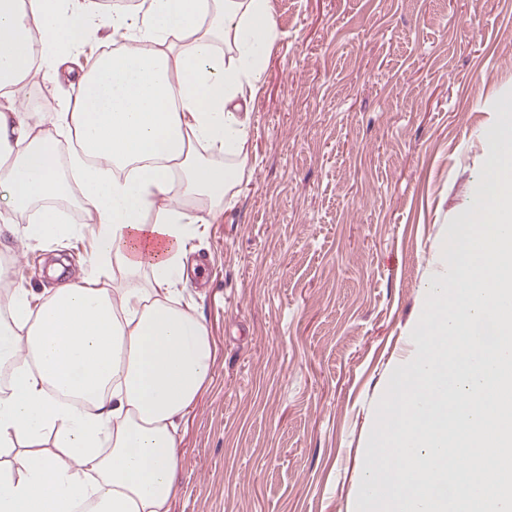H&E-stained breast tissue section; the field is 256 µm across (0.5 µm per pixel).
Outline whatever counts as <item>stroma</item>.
<instances>
[{"label": "stroma", "mask_w": 512, "mask_h": 512, "mask_svg": "<svg viewBox=\"0 0 512 512\" xmlns=\"http://www.w3.org/2000/svg\"><path fill=\"white\" fill-rule=\"evenodd\" d=\"M272 8L241 190L180 291L216 364L172 512H355L375 405L512 90V0Z\"/></svg>", "instance_id": "stroma-1"}]
</instances>
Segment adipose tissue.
<instances>
[{
  "mask_svg": "<svg viewBox=\"0 0 512 512\" xmlns=\"http://www.w3.org/2000/svg\"><path fill=\"white\" fill-rule=\"evenodd\" d=\"M100 16L96 0H0V254L82 235L74 190L93 226L78 273L57 257L58 287L10 288L0 309V512H171L179 423L215 364L177 295L243 177L271 0H138L111 15V55L88 40ZM82 56L62 101L33 108L31 87ZM63 130L80 139L64 166Z\"/></svg>",
  "mask_w": 512,
  "mask_h": 512,
  "instance_id": "obj_1",
  "label": "adipose tissue"
}]
</instances>
